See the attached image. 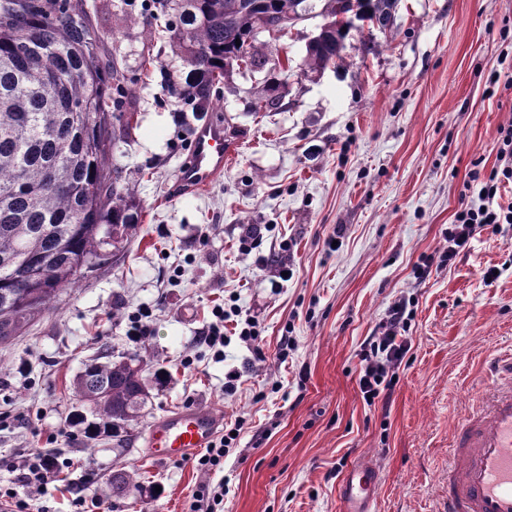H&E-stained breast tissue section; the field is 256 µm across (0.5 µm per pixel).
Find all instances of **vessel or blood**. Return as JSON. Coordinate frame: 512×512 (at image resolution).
<instances>
[{
  "mask_svg": "<svg viewBox=\"0 0 512 512\" xmlns=\"http://www.w3.org/2000/svg\"><path fill=\"white\" fill-rule=\"evenodd\" d=\"M228 152L222 124L199 127L178 172L182 190L208 189L223 175ZM495 371L497 381L485 401L454 422L441 512H512V356L500 360ZM219 424L209 407H187L155 422L146 446L155 459L178 460L207 447ZM378 485L379 473L371 464L352 468L340 489L341 512H372Z\"/></svg>",
  "mask_w": 512,
  "mask_h": 512,
  "instance_id": "vessel-or-blood-1",
  "label": "vessel or blood"
}]
</instances>
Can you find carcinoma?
<instances>
[{"label": "carcinoma", "instance_id": "1", "mask_svg": "<svg viewBox=\"0 0 512 512\" xmlns=\"http://www.w3.org/2000/svg\"><path fill=\"white\" fill-rule=\"evenodd\" d=\"M171 11L173 45L189 68L180 96L192 111L212 105V88L234 68L267 64L270 45L258 29L286 30V21L313 13L316 0H154ZM326 22L309 43L303 70L320 73L344 62L346 40L359 21L363 57L381 44L375 25L393 29L398 0H322ZM268 108H278L281 84L267 80L257 90ZM128 91L124 77L102 57L100 38L85 0H0V345L51 308L62 289L107 266L106 246L141 223V206L111 161L116 135H129L122 121ZM66 136L55 135L58 128ZM54 170L61 190L44 183ZM44 265L33 275L29 266ZM168 374H145L137 356L85 364L74 396L91 406L99 422L118 430L139 417L150 390Z\"/></svg>", "mask_w": 512, "mask_h": 512}]
</instances>
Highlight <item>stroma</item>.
<instances>
[{"label":"stroma","mask_w":512,"mask_h":512,"mask_svg":"<svg viewBox=\"0 0 512 512\" xmlns=\"http://www.w3.org/2000/svg\"><path fill=\"white\" fill-rule=\"evenodd\" d=\"M86 3L135 103L132 136L112 162L142 221L113 264L0 346V488L24 495L8 461L52 446L72 459V478L94 460L93 494L114 472L133 474L117 512H190L206 480L223 483V512H339L344 476L365 461L381 479L375 512H438L453 419L488 383V364L512 354V226L476 235L452 266L422 278L415 266L446 247L471 171L496 166L497 131L512 124V0H399L376 55L362 57L354 33L344 63L320 73L299 68L324 22L311 15L272 43L273 57L294 63L272 72L284 86L280 110H259L261 74L236 71L203 117L171 92L186 65L168 15L144 9L130 20L123 0ZM206 121L223 123L230 160L208 190L180 192L177 172ZM249 224L271 230L246 251ZM281 263L288 278L276 283ZM492 266L501 275L488 283ZM403 296L413 300L412 358L389 399L369 405L357 384L361 349ZM221 304L258 321L262 356L230 321L223 358L198 345ZM142 307L152 333L136 343L129 320ZM285 335L295 346L283 361ZM104 350L163 366L169 381L118 436L49 442L81 408L74 379ZM231 372L240 382L228 391ZM191 403L245 421L208 477L144 448L155 421Z\"/></svg>","instance_id":"obj_1"}]
</instances>
